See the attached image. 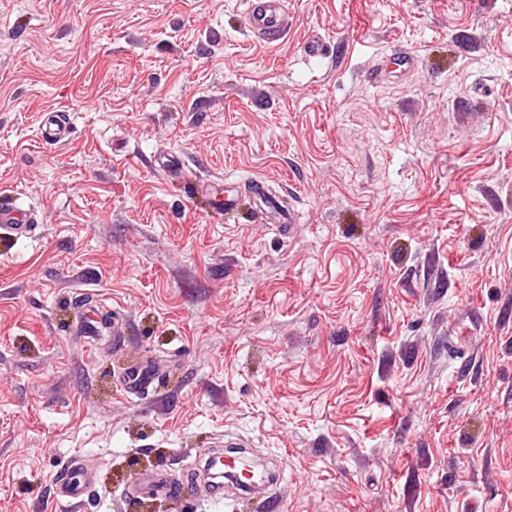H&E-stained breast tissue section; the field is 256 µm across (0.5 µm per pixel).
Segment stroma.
I'll return each instance as SVG.
<instances>
[{"mask_svg":"<svg viewBox=\"0 0 512 512\" xmlns=\"http://www.w3.org/2000/svg\"><path fill=\"white\" fill-rule=\"evenodd\" d=\"M288 7L268 46L245 0H0V197L37 219L0 233V512H67L75 457L79 512H137L228 434L280 512H512V0ZM83 293L123 348L77 333ZM91 486L90 481L81 482L76 479L75 467L67 464L57 475V500L69 504L71 508H77L84 502V497Z\"/></svg>","mask_w":512,"mask_h":512,"instance_id":"35a3bbf8","label":"stroma"}]
</instances>
